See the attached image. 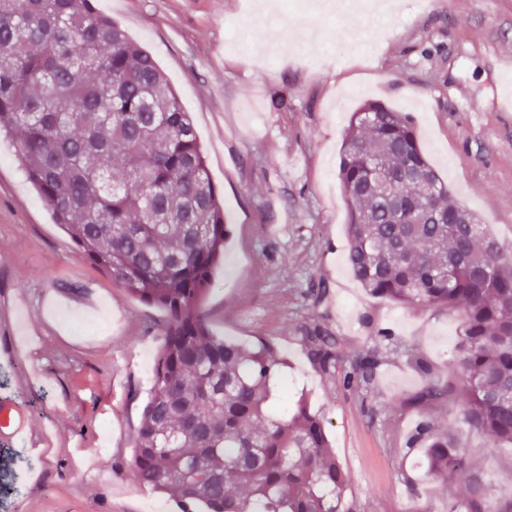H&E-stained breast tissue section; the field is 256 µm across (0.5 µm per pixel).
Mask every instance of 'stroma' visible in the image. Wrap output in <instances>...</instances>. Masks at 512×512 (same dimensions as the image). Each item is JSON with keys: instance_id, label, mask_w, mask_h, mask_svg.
<instances>
[{"instance_id": "35a3bbf8", "label": "stroma", "mask_w": 512, "mask_h": 512, "mask_svg": "<svg viewBox=\"0 0 512 512\" xmlns=\"http://www.w3.org/2000/svg\"><path fill=\"white\" fill-rule=\"evenodd\" d=\"M381 22L324 0H97L147 49L191 113L230 235L203 305L210 330L264 339L281 384L320 413L348 476L352 512H452L460 485L426 478L405 442L421 414L418 362L447 376L459 313L371 297L344 261L347 207L337 177L352 112L412 113L421 146L456 198L512 245V0H393ZM432 50L421 58L419 46ZM0 140V349L19 352L30 391L0 359V395L18 400L54 445L25 454L0 435V512H179L131 475L134 432L160 346L162 310L132 298L76 250ZM325 286L321 303L308 300ZM317 322L346 353L381 347L365 395L310 363ZM492 493L512 490V446L459 428Z\"/></svg>"}]
</instances>
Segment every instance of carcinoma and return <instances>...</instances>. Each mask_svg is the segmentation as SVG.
<instances>
[{
  "instance_id": "cac0c4a2",
  "label": "carcinoma",
  "mask_w": 512,
  "mask_h": 512,
  "mask_svg": "<svg viewBox=\"0 0 512 512\" xmlns=\"http://www.w3.org/2000/svg\"><path fill=\"white\" fill-rule=\"evenodd\" d=\"M16 137L28 181L79 252L142 303L166 313L131 472L176 496L181 512H350L347 479L306 402L272 405L284 361L261 340L214 335L201 305L224 255L228 217L190 113L156 59L96 0H0V132ZM373 170L396 191L454 215L402 224ZM337 176L348 213L347 260L369 294L447 307L463 325L448 378L419 363L418 400L448 402L494 446L512 443V259L448 189L421 150L414 120L380 103L353 112ZM310 362L367 388L381 362L340 337L304 331ZM429 474L467 490L466 512L492 501L457 427L421 416L407 448ZM200 472V479L187 474Z\"/></svg>"
}]
</instances>
